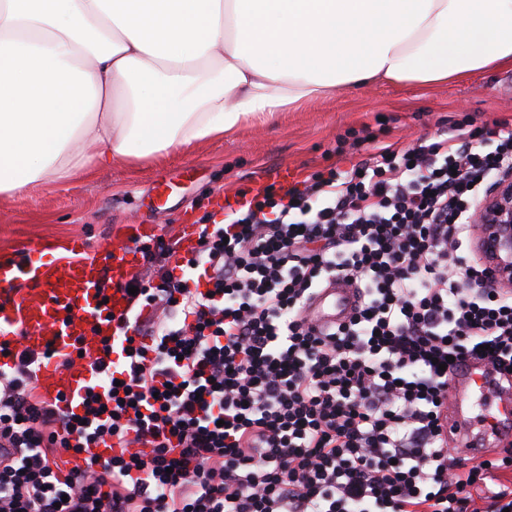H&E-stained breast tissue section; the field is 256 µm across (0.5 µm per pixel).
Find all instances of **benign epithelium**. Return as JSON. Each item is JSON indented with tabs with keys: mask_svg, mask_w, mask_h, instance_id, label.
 <instances>
[{
	"mask_svg": "<svg viewBox=\"0 0 512 512\" xmlns=\"http://www.w3.org/2000/svg\"><path fill=\"white\" fill-rule=\"evenodd\" d=\"M475 243L496 284L512 288V168L478 203Z\"/></svg>",
	"mask_w": 512,
	"mask_h": 512,
	"instance_id": "7a95c632",
	"label": "benign epithelium"
}]
</instances>
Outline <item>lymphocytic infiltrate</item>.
I'll return each instance as SVG.
<instances>
[{"label": "lymphocytic infiltrate", "mask_w": 512, "mask_h": 512, "mask_svg": "<svg viewBox=\"0 0 512 512\" xmlns=\"http://www.w3.org/2000/svg\"><path fill=\"white\" fill-rule=\"evenodd\" d=\"M512 167V125L438 136L263 189L202 225L182 276L132 281L142 318L126 373L81 413L38 399L33 356L0 375V512H512V447L470 464L442 428L447 356L488 346L512 387V289L496 288L472 219L486 181ZM352 286L344 322L306 307ZM135 435L152 454L61 467Z\"/></svg>", "instance_id": "1"}]
</instances>
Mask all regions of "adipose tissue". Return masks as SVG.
<instances>
[{"label": "adipose tissue", "mask_w": 512, "mask_h": 512, "mask_svg": "<svg viewBox=\"0 0 512 512\" xmlns=\"http://www.w3.org/2000/svg\"><path fill=\"white\" fill-rule=\"evenodd\" d=\"M512 65V0H0V194L138 165L336 87Z\"/></svg>", "instance_id": "1"}]
</instances>
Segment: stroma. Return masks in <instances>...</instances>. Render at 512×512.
I'll list each match as a JSON object with an SVG mask.
<instances>
[{"label":"stroma","mask_w":512,"mask_h":512,"mask_svg":"<svg viewBox=\"0 0 512 512\" xmlns=\"http://www.w3.org/2000/svg\"><path fill=\"white\" fill-rule=\"evenodd\" d=\"M512 124V66L444 83L373 82L252 120L234 134L138 166L92 167L85 176L0 195V258L32 239L79 237L88 254L111 253L119 224H155L151 252L177 241L183 223L206 224L216 197L269 185L285 165L304 180L368 159L372 142L397 147L447 131L467 135Z\"/></svg>","instance_id":"35a3bbf8"}]
</instances>
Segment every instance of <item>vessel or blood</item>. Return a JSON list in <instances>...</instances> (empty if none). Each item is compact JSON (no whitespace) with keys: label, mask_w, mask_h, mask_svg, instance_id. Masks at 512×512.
Instances as JSON below:
<instances>
[{"label":"vessel or blood","mask_w":512,"mask_h":512,"mask_svg":"<svg viewBox=\"0 0 512 512\" xmlns=\"http://www.w3.org/2000/svg\"><path fill=\"white\" fill-rule=\"evenodd\" d=\"M157 230L154 224L121 225L116 248L103 258L86 255L83 242L72 239L64 244L31 242L23 245L20 260H0V375L14 367L13 347L27 350L40 358L32 374L38 398L80 412L99 359L110 356L119 366L126 361L133 309L126 285L140 265L134 245ZM198 249L197 226L182 225L176 259H190ZM354 305L352 288L338 280L311 300L308 314L317 324H334L349 317ZM490 376L485 361L471 358L448 386L444 428L475 462L489 450L474 435V421L465 410ZM136 448L142 455L150 453L133 438H109L71 455L70 461L81 468L86 458L109 459Z\"/></svg>","instance_id":"vessel-or-blood-1"}]
</instances>
